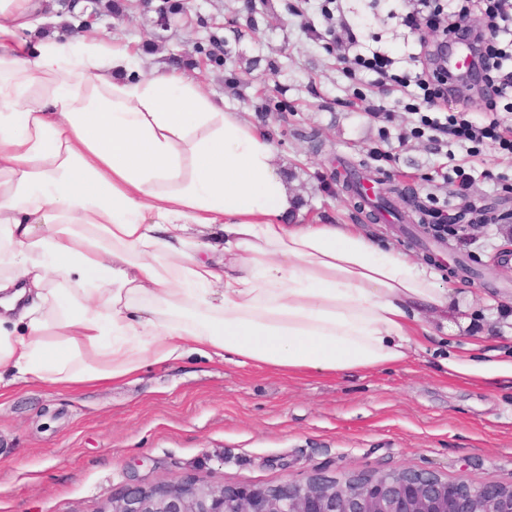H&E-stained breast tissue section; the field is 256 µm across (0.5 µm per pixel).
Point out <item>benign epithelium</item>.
I'll list each match as a JSON object with an SVG mask.
<instances>
[{
    "instance_id": "obj_1",
    "label": "benign epithelium",
    "mask_w": 512,
    "mask_h": 512,
    "mask_svg": "<svg viewBox=\"0 0 512 512\" xmlns=\"http://www.w3.org/2000/svg\"><path fill=\"white\" fill-rule=\"evenodd\" d=\"M100 512H512V484L410 467L312 474L270 487L185 477L129 487Z\"/></svg>"
}]
</instances>
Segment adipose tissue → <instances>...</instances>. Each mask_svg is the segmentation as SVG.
<instances>
[{"label":"adipose tissue","mask_w":512,"mask_h":512,"mask_svg":"<svg viewBox=\"0 0 512 512\" xmlns=\"http://www.w3.org/2000/svg\"><path fill=\"white\" fill-rule=\"evenodd\" d=\"M47 4L0 0L1 389L193 353L372 370L420 348L424 313L454 311L453 285L367 228L295 216L264 126L104 37L46 32ZM443 366L512 384V354Z\"/></svg>","instance_id":"1"}]
</instances>
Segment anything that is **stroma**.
Returning a JSON list of instances; mask_svg holds the SVG:
<instances>
[{
    "instance_id": "1",
    "label": "stroma",
    "mask_w": 512,
    "mask_h": 512,
    "mask_svg": "<svg viewBox=\"0 0 512 512\" xmlns=\"http://www.w3.org/2000/svg\"><path fill=\"white\" fill-rule=\"evenodd\" d=\"M188 2L223 36L226 57L250 70L237 96L225 93L223 70L200 62L191 77L228 110L269 127L304 217L373 224L379 242L460 288L466 320L449 334L431 319L423 349L371 371L287 375L193 355L113 383L22 387L0 397V512H99L127 486L187 476L214 487L271 486L413 467L512 483V386L452 381L441 365L480 335L489 348L512 350V153L485 146L472 157L453 139L438 151L414 134L412 97L373 84L355 56L328 42L326 0H255L254 31L244 20L248 0ZM342 8L355 55L378 50L397 72H421L411 56L431 30L399 26L400 0H343ZM95 29L137 55L145 72L171 51L193 55L207 37L159 27L136 5ZM261 98L282 102V111H256ZM459 165L473 176L465 205L444 180ZM348 169L416 209L361 205L342 189ZM481 209L500 221L474 226ZM446 211L458 226L434 235L431 217Z\"/></svg>"
}]
</instances>
